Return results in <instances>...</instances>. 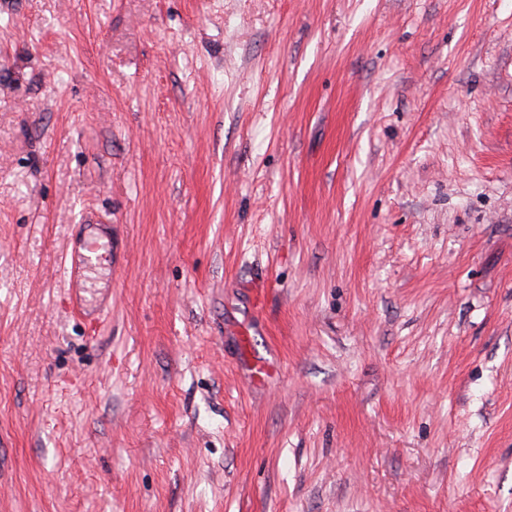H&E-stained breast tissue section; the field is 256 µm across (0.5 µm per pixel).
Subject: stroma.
<instances>
[{"mask_svg":"<svg viewBox=\"0 0 512 512\" xmlns=\"http://www.w3.org/2000/svg\"><path fill=\"white\" fill-rule=\"evenodd\" d=\"M0 512H512V0H0Z\"/></svg>","mask_w":512,"mask_h":512,"instance_id":"stroma-1","label":"stroma"}]
</instances>
